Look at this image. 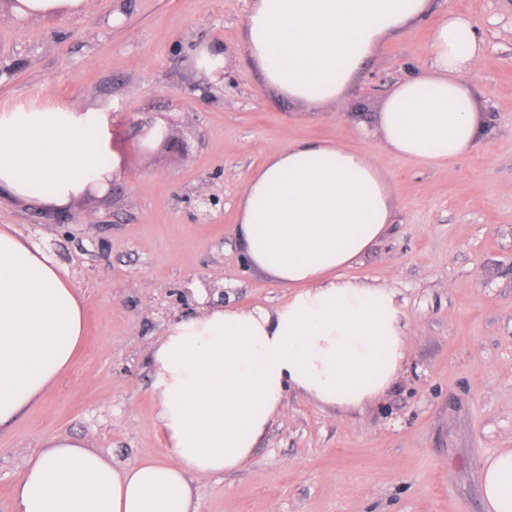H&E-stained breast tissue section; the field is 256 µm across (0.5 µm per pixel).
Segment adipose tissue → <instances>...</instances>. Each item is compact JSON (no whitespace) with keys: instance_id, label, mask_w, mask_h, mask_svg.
Segmentation results:
<instances>
[{"instance_id":"1","label":"adipose tissue","mask_w":512,"mask_h":512,"mask_svg":"<svg viewBox=\"0 0 512 512\" xmlns=\"http://www.w3.org/2000/svg\"><path fill=\"white\" fill-rule=\"evenodd\" d=\"M429 0H251L246 49L263 80L314 107L341 101L363 63L428 12ZM431 72L392 88L379 117L394 156L439 165L475 145L465 76L484 48L449 11L429 42ZM124 170L112 117L50 106L0 113V193L50 214ZM394 218L393 190L363 151L340 141L271 149L248 178L235 231L249 265L288 296L273 308L213 305L171 320L153 347L155 420L171 461L118 468L84 442H41L16 512H199V480L250 457L288 390L360 409L402 368L411 321L394 289L345 276ZM85 306L66 269L0 225V426L40 402L74 360ZM488 512H512V448L482 469Z\"/></svg>"}]
</instances>
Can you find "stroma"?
<instances>
[{
    "instance_id": "obj_1",
    "label": "stroma",
    "mask_w": 512,
    "mask_h": 512,
    "mask_svg": "<svg viewBox=\"0 0 512 512\" xmlns=\"http://www.w3.org/2000/svg\"><path fill=\"white\" fill-rule=\"evenodd\" d=\"M249 0H88L87 13L21 19L0 0V112L54 103L112 115L125 173L55 223L0 195L12 224L69 273L86 335L47 396L0 428V512L40 439L86 442L114 466L168 458L150 352L203 300L245 310L287 294L248 267L237 202L269 149L333 139L391 181L394 222L350 277L386 284L411 320L397 381L343 412L289 390L250 458L197 484L199 512H485L481 468L512 448V0H431L427 16L367 60L343 107L267 88L245 49ZM468 15L484 54L465 81L482 129L440 166L380 144L392 87L430 70L432 24ZM221 71L201 67L202 50ZM171 140H144L148 126ZM223 208L200 215L201 195Z\"/></svg>"
}]
</instances>
